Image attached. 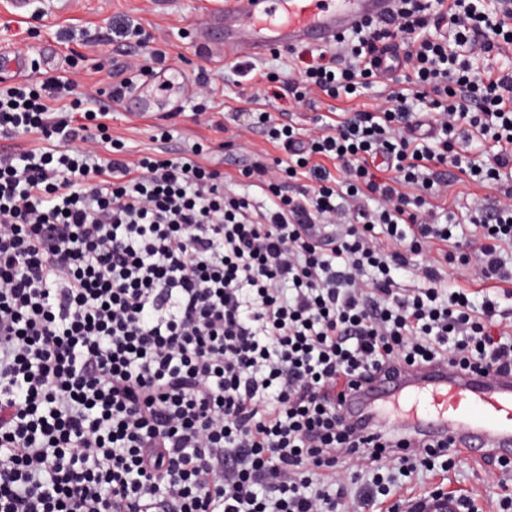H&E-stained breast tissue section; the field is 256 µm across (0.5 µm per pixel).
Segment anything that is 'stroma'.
<instances>
[{
  "label": "stroma",
  "instance_id": "1",
  "mask_svg": "<svg viewBox=\"0 0 512 512\" xmlns=\"http://www.w3.org/2000/svg\"><path fill=\"white\" fill-rule=\"evenodd\" d=\"M210 0H30L25 17H16L9 0H0V46L27 56L26 81L69 73L75 79L76 93L90 92L107 99L115 75L134 61L136 55L156 49L167 59L152 64L142 76L139 90L155 99L172 93L168 84L171 73L188 81L191 93L184 98L179 112L160 113L146 119L130 116L124 108L110 105L107 124L113 141L124 144L135 155H149L161 150L179 153L183 147L201 143L209 149L213 166L230 180L239 193L259 196L258 188L238 179L239 169L261 155L268 166H275L283 152L270 144L261 131L233 137L234 124H246L245 93L226 82L232 63L221 57L200 53L198 31L207 16ZM141 30L139 43H127L117 33L127 26ZM208 82L209 97L194 96L200 82ZM224 121L227 133L214 132L208 120ZM482 197L496 203L501 194L461 179L448 188V212L465 236L475 235L471 222L472 199ZM390 493L386 504L401 498L438 491L465 498L475 512H501L504 495L512 494V475H503L496 457L477 462L459 457L447 467L430 472L388 478Z\"/></svg>",
  "mask_w": 512,
  "mask_h": 512
}]
</instances>
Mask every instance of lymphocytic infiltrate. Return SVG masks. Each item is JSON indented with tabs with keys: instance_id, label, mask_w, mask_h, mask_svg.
Returning a JSON list of instances; mask_svg holds the SVG:
<instances>
[{
	"instance_id": "1",
	"label": "lymphocytic infiltrate",
	"mask_w": 512,
	"mask_h": 512,
	"mask_svg": "<svg viewBox=\"0 0 512 512\" xmlns=\"http://www.w3.org/2000/svg\"><path fill=\"white\" fill-rule=\"evenodd\" d=\"M400 50L396 89L312 129L251 125L288 154L289 194L254 161L264 202L225 190L197 146L129 157L106 106L65 75L0 88V512H345L346 475L432 470L446 440L401 449L348 424L346 395L397 364L512 375V195L474 202L473 241L440 222L447 167L512 183V0H398L396 14L300 50L283 94L350 101ZM431 134L416 136L422 116ZM494 151L466 163L460 143ZM406 271L417 290L398 287Z\"/></svg>"
}]
</instances>
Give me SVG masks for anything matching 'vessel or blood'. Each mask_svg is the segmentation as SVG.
I'll list each match as a JSON object with an SVG mask.
<instances>
[{
  "mask_svg": "<svg viewBox=\"0 0 512 512\" xmlns=\"http://www.w3.org/2000/svg\"><path fill=\"white\" fill-rule=\"evenodd\" d=\"M396 0H225L210 16L224 53L257 57L273 47L329 45L373 19L385 21ZM349 423L393 425L410 439L450 438L466 456L488 449L512 454V377L454 375L446 367L403 369L347 396Z\"/></svg>",
  "mask_w": 512,
  "mask_h": 512,
  "instance_id": "1",
  "label": "vessel or blood"
}]
</instances>
